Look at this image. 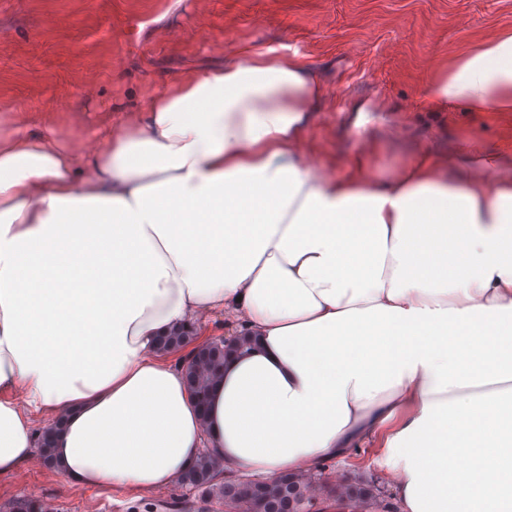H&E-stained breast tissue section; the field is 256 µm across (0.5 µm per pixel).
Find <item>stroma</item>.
Listing matches in <instances>:
<instances>
[{
	"mask_svg": "<svg viewBox=\"0 0 512 512\" xmlns=\"http://www.w3.org/2000/svg\"><path fill=\"white\" fill-rule=\"evenodd\" d=\"M508 31L512 0H0V132L19 110L31 129L48 119L88 147L187 72L222 67L240 47L283 45L326 87L312 142L324 161L371 138L386 144L384 173L423 147L465 164L464 140L511 157L512 112H437L427 101L460 55ZM359 102L368 109L361 134L349 122ZM361 467L389 489L385 470L336 460L315 474L318 499ZM23 500L49 512H224L223 500L177 484L141 499L72 487L39 458L0 481V512Z\"/></svg>",
	"mask_w": 512,
	"mask_h": 512,
	"instance_id": "obj_1",
	"label": "stroma"
}]
</instances>
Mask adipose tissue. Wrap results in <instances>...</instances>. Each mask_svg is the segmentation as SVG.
<instances>
[{
	"label": "adipose tissue",
	"mask_w": 512,
	"mask_h": 512,
	"mask_svg": "<svg viewBox=\"0 0 512 512\" xmlns=\"http://www.w3.org/2000/svg\"><path fill=\"white\" fill-rule=\"evenodd\" d=\"M326 88L298 53L240 49L153 96L102 144L0 134V479L54 458L69 485L146 495L211 449L269 479L377 449L397 512H512V176L429 150L326 164ZM438 110L512 112V32L430 85ZM256 337L200 417L159 336L205 312ZM496 462L474 496L462 416Z\"/></svg>",
	"instance_id": "obj_1"
}]
</instances>
